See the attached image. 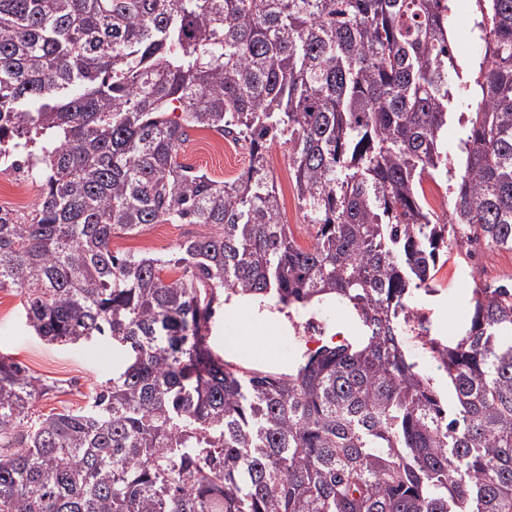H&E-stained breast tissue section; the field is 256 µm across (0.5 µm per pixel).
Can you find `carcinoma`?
I'll return each instance as SVG.
<instances>
[{
	"instance_id": "obj_1",
	"label": "carcinoma",
	"mask_w": 512,
	"mask_h": 512,
	"mask_svg": "<svg viewBox=\"0 0 512 512\" xmlns=\"http://www.w3.org/2000/svg\"><path fill=\"white\" fill-rule=\"evenodd\" d=\"M476 3L462 102L449 0H0V172L40 185L30 219L0 209V291L45 341L119 358L86 406L39 414L58 386L0 356V512H512V285L474 284L446 342L414 305L439 253L512 252V0ZM191 129L248 168L181 163ZM446 176L444 216L422 183ZM168 223L198 230L112 251ZM233 295L340 305L365 339L246 369L210 344ZM287 153V147L275 141L268 149V161L277 183L283 219L290 224L296 241L305 247L310 243L309 230L303 223V213L288 170ZM195 230L196 227L193 224H153L139 235L114 238L112 251L167 253ZM403 340L407 345L413 359L417 361L420 367L426 374L433 377L435 382L447 393L448 392V379L447 376L438 371L434 366L433 362L429 358L428 353L422 348L419 339L414 336L411 332H408L403 336Z\"/></svg>"
}]
</instances>
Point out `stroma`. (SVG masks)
<instances>
[{
  "label": "stroma",
  "mask_w": 512,
  "mask_h": 512,
  "mask_svg": "<svg viewBox=\"0 0 512 512\" xmlns=\"http://www.w3.org/2000/svg\"><path fill=\"white\" fill-rule=\"evenodd\" d=\"M181 160L190 161L194 169L216 179H230L248 165L249 155L242 146L223 140L216 132L191 131ZM268 161L277 183L282 216L289 224L297 242L308 245L309 230L303 222L296 190L288 170L285 145L275 142L268 149ZM194 230L190 224H154L132 237H117L112 242L116 252L163 254L171 251ZM475 272L481 281L512 280V252H484L474 259L457 253L441 254L433 295L417 293L414 303L426 313L432 336L448 339L460 327L469 323L470 285L466 273ZM318 319L327 337H340L352 342L362 339L360 322L345 310L333 307L321 309H279L255 302L240 305L238 299L226 301L224 313L212 330L211 342L223 349L224 355L244 367L287 370L305 353L307 339L303 324L309 318ZM248 319L250 329L245 342H238L235 327ZM11 355L34 376L60 384L37 401L39 413L76 409L86 402L88 393L112 375V346L101 342L91 347L50 344L36 336L27 325L20 296L0 291V353Z\"/></svg>",
  "instance_id": "35a3bbf8"
}]
</instances>
